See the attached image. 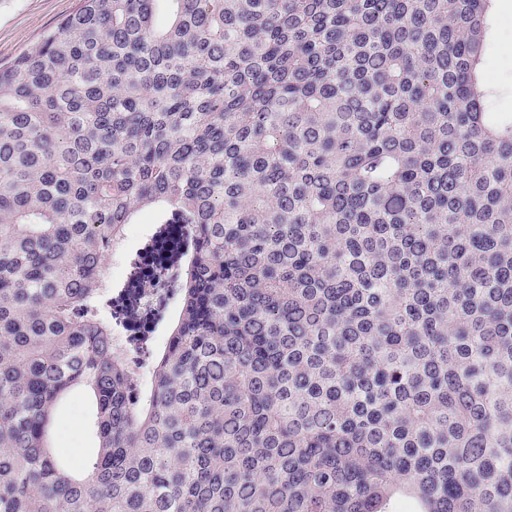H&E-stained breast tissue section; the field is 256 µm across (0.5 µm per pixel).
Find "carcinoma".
Returning a JSON list of instances; mask_svg holds the SVG:
<instances>
[{
    "instance_id": "1",
    "label": "carcinoma",
    "mask_w": 512,
    "mask_h": 512,
    "mask_svg": "<svg viewBox=\"0 0 512 512\" xmlns=\"http://www.w3.org/2000/svg\"><path fill=\"white\" fill-rule=\"evenodd\" d=\"M494 2L81 0L0 67V512H512ZM150 213L190 245L132 404L102 267ZM94 412L93 398L80 387L73 389L57 406L52 441L68 457L74 471L83 470L96 456Z\"/></svg>"
}]
</instances>
